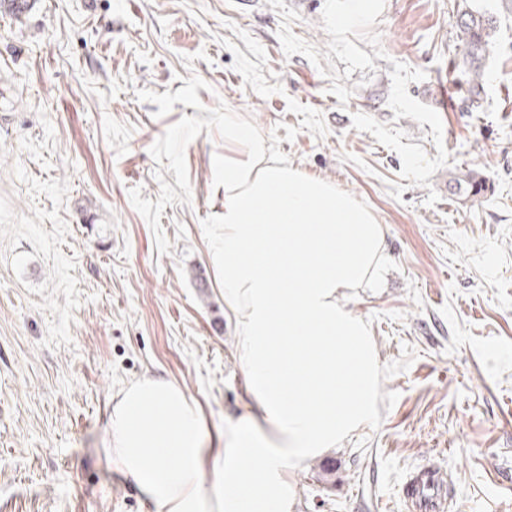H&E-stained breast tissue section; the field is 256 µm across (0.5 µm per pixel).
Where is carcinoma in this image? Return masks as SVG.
Listing matches in <instances>:
<instances>
[{
	"instance_id": "obj_1",
	"label": "carcinoma",
	"mask_w": 512,
	"mask_h": 512,
	"mask_svg": "<svg viewBox=\"0 0 512 512\" xmlns=\"http://www.w3.org/2000/svg\"><path fill=\"white\" fill-rule=\"evenodd\" d=\"M462 2V8L457 11V39L469 85L468 101L473 110L478 107L483 88L486 54L497 30V16L470 0ZM448 189L460 198H474L482 194L485 184L474 171L461 170L450 177Z\"/></svg>"
}]
</instances>
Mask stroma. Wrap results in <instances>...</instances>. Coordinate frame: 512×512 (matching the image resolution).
<instances>
[{"label":"stroma","instance_id":"35a3bbf8","mask_svg":"<svg viewBox=\"0 0 512 512\" xmlns=\"http://www.w3.org/2000/svg\"><path fill=\"white\" fill-rule=\"evenodd\" d=\"M326 52L324 0H285ZM499 17L481 106L465 112L458 0H386L385 58L331 79L285 56L267 0H35L0 8V512H155L104 448L115 395L145 376L197 400L215 447L256 416L235 318L211 263L224 221V115L271 155L368 207L389 273L343 298L377 359L371 422L296 470L289 512H404L406 472L458 480L450 512H512V13ZM425 71L449 154L430 188L351 116L401 129L395 62ZM473 169L462 200L448 174ZM436 204H427L429 193ZM448 189L459 198H474L482 194L485 184L474 171L461 170L450 177Z\"/></svg>","mask_w":512,"mask_h":512}]
</instances>
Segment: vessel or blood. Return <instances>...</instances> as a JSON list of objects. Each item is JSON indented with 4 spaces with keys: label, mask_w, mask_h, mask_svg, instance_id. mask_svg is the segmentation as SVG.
I'll use <instances>...</instances> for the list:
<instances>
[{
    "label": "vessel or blood",
    "mask_w": 512,
    "mask_h": 512,
    "mask_svg": "<svg viewBox=\"0 0 512 512\" xmlns=\"http://www.w3.org/2000/svg\"><path fill=\"white\" fill-rule=\"evenodd\" d=\"M449 481L447 470L433 463L408 471L401 486L407 512H447Z\"/></svg>",
    "instance_id": "1"
}]
</instances>
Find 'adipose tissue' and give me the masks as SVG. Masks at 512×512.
<instances>
[{
    "label": "adipose tissue",
    "mask_w": 512,
    "mask_h": 512,
    "mask_svg": "<svg viewBox=\"0 0 512 512\" xmlns=\"http://www.w3.org/2000/svg\"><path fill=\"white\" fill-rule=\"evenodd\" d=\"M224 141L233 152L212 262L263 422L239 424L217 448L177 384L146 377L122 389L106 450L156 512H288L289 472L373 416L367 327L340 298L379 275L381 225L330 184L269 160L265 140L229 115Z\"/></svg>",
    "instance_id": "ef3b65f1"
}]
</instances>
